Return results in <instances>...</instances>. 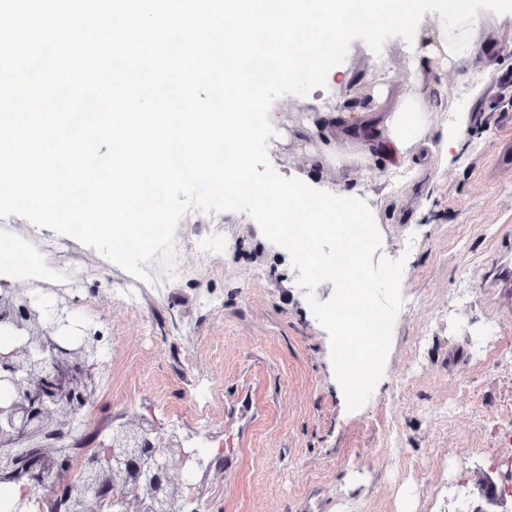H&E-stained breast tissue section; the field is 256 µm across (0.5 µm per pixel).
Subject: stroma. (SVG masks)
<instances>
[{"label":"stroma","mask_w":512,"mask_h":512,"mask_svg":"<svg viewBox=\"0 0 512 512\" xmlns=\"http://www.w3.org/2000/svg\"><path fill=\"white\" fill-rule=\"evenodd\" d=\"M404 41L373 53L354 40L345 65L350 106L376 85L406 79ZM484 93L468 89L483 63L468 58L435 75L430 107L469 112L462 149L415 186L373 189L382 256L404 258L401 309L383 374L365 405L347 411L327 332L287 255L258 236L249 215L186 214L191 242L182 276L139 280L84 245L60 238L57 274L43 294L79 300L111 335L91 429L109 416L147 418L215 440L208 475L191 488L206 512H466L486 507L487 482L512 462V299L483 285L512 234V177L492 160L512 115V43L495 46ZM336 107L326 85L276 100L283 137L269 141L277 172L301 168L318 148L296 128L312 108ZM214 244L200 262L194 241ZM104 266L96 283L78 268ZM212 393L203 418L189 407Z\"/></svg>","instance_id":"stroma-1"}]
</instances>
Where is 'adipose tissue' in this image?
Returning <instances> with one entry per match:
<instances>
[{
	"label": "adipose tissue",
	"mask_w": 512,
	"mask_h": 512,
	"mask_svg": "<svg viewBox=\"0 0 512 512\" xmlns=\"http://www.w3.org/2000/svg\"><path fill=\"white\" fill-rule=\"evenodd\" d=\"M511 13L512 0H467L461 8L442 7L435 25L421 24L418 47L408 58L404 82L377 85L372 106L348 109L340 95L336 111L312 113L303 129L321 137V157L337 161H362L374 154L382 157V166L369 167L366 173L370 182L386 176L422 178L432 160L459 149L470 121L468 113L429 107L436 90L434 72L451 68L466 57L484 56L485 72L476 76L472 85L473 95H480L487 74L496 67L491 46L512 42V26L503 24ZM316 160L308 157L301 169L252 191V222L260 237L283 254L294 253L297 237L285 225L278 232L270 231L272 206L305 211L309 223L329 228L377 221L370 193L360 186L337 190L320 183L313 174ZM20 252L15 240L0 239V293L35 279L39 272L37 260L21 257Z\"/></svg>",
	"instance_id": "1"
}]
</instances>
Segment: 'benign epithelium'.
I'll return each instance as SVG.
<instances>
[{
  "mask_svg": "<svg viewBox=\"0 0 512 512\" xmlns=\"http://www.w3.org/2000/svg\"><path fill=\"white\" fill-rule=\"evenodd\" d=\"M0 333L15 346L0 355V483L60 494L65 512H186L196 497L171 476L174 464L203 468L198 450L175 433L141 421L96 433L104 459L67 479L86 446L84 409L95 397L99 351L109 336L76 324L68 302L41 308L27 288L0 294Z\"/></svg>",
  "mask_w": 512,
  "mask_h": 512,
  "instance_id": "benign-epithelium-1",
  "label": "benign epithelium"
}]
</instances>
